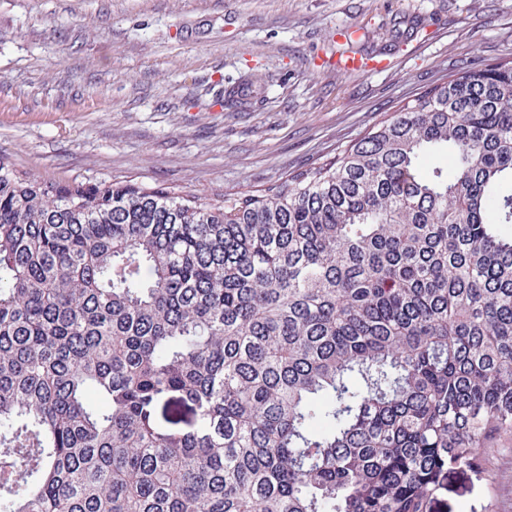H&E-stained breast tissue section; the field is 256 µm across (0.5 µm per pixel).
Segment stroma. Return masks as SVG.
Masks as SVG:
<instances>
[{
    "label": "stroma",
    "mask_w": 512,
    "mask_h": 512,
    "mask_svg": "<svg viewBox=\"0 0 512 512\" xmlns=\"http://www.w3.org/2000/svg\"><path fill=\"white\" fill-rule=\"evenodd\" d=\"M384 68L353 72L352 53ZM512 62V0H0V160L55 181L223 200L319 166L472 66ZM256 91L228 108L224 86ZM447 512H512V438Z\"/></svg>",
    "instance_id": "35a3bbf8"
}]
</instances>
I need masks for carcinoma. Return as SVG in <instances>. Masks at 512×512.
Returning <instances> with one entry per match:
<instances>
[{
	"mask_svg": "<svg viewBox=\"0 0 512 512\" xmlns=\"http://www.w3.org/2000/svg\"><path fill=\"white\" fill-rule=\"evenodd\" d=\"M508 225L502 64L221 203L1 160L0 512H439L512 433Z\"/></svg>",
	"mask_w": 512,
	"mask_h": 512,
	"instance_id": "1",
	"label": "carcinoma"
}]
</instances>
